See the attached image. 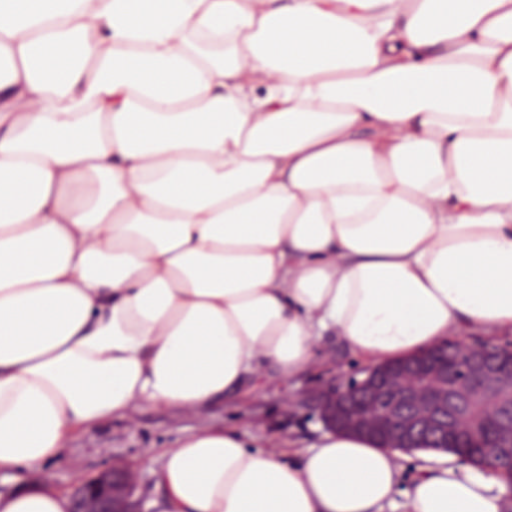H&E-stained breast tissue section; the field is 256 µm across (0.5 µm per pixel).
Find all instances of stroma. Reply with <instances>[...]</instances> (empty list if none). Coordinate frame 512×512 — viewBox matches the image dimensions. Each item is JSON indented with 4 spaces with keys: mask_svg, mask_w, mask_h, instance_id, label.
<instances>
[{
    "mask_svg": "<svg viewBox=\"0 0 512 512\" xmlns=\"http://www.w3.org/2000/svg\"><path fill=\"white\" fill-rule=\"evenodd\" d=\"M367 364L333 336L319 337L311 367L289 381L267 376L237 397L200 412H180L141 405L132 418H114L75 434L68 448L34 467L25 481L0 475V494L53 486L72 494L83 479L100 471L123 467L139 476L137 493L152 512H161L162 496L154 469L163 453L185 435L203 427H238L247 441L271 448L291 444L313 447L324 432L313 400L321 390L360 376Z\"/></svg>",
    "mask_w": 512,
    "mask_h": 512,
    "instance_id": "stroma-1",
    "label": "stroma"
}]
</instances>
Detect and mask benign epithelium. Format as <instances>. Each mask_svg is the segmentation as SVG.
Here are the masks:
<instances>
[{"label":"benign epithelium","mask_w":512,"mask_h":512,"mask_svg":"<svg viewBox=\"0 0 512 512\" xmlns=\"http://www.w3.org/2000/svg\"><path fill=\"white\" fill-rule=\"evenodd\" d=\"M467 359L463 375L448 389V358L443 350L424 352L391 366H375L364 377L320 392L324 427L380 439L387 448H404L412 439L448 438L458 410L480 385L499 378L512 386V348L457 343ZM137 479L121 467L105 469L80 482L70 512H152L136 496Z\"/></svg>","instance_id":"benign-epithelium-1"}]
</instances>
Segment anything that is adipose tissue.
Instances as JSON below:
<instances>
[{"instance_id": "adipose-tissue-1", "label": "adipose tissue", "mask_w": 512, "mask_h": 512, "mask_svg": "<svg viewBox=\"0 0 512 512\" xmlns=\"http://www.w3.org/2000/svg\"><path fill=\"white\" fill-rule=\"evenodd\" d=\"M0 59V473L292 378L326 333L375 365L512 333V0H0ZM401 470L224 426L155 480L164 512H382ZM511 498L436 466L407 508Z\"/></svg>"}]
</instances>
